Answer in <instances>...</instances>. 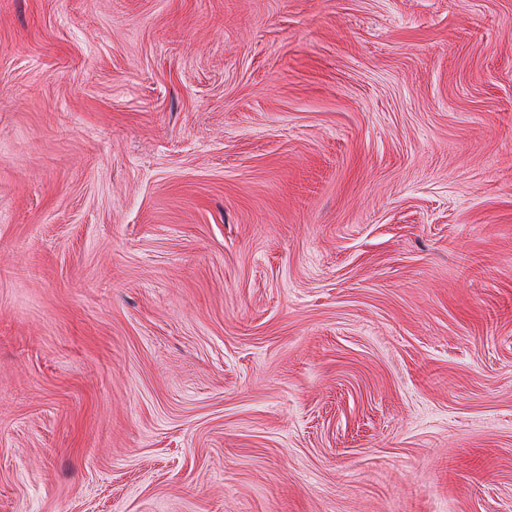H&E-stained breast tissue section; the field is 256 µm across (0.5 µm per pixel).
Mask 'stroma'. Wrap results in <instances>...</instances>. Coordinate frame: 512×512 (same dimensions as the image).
<instances>
[{"instance_id": "1", "label": "stroma", "mask_w": 512, "mask_h": 512, "mask_svg": "<svg viewBox=\"0 0 512 512\" xmlns=\"http://www.w3.org/2000/svg\"><path fill=\"white\" fill-rule=\"evenodd\" d=\"M0 512H512V0H0Z\"/></svg>"}]
</instances>
